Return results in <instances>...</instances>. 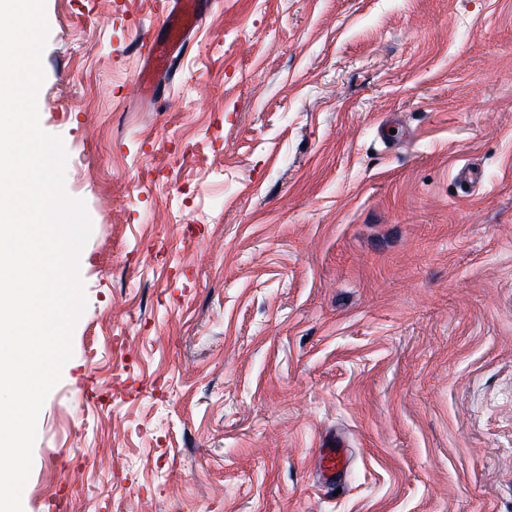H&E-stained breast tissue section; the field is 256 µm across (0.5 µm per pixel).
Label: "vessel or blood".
<instances>
[{
  "mask_svg": "<svg viewBox=\"0 0 512 512\" xmlns=\"http://www.w3.org/2000/svg\"><path fill=\"white\" fill-rule=\"evenodd\" d=\"M204 0H168L164 12L165 35L143 45V59L147 74L139 75L137 89L145 96L153 95L151 74L167 70L182 49L187 33L194 29L202 16ZM321 468L331 481L341 480L346 474L345 445L341 438L324 440L320 450Z\"/></svg>",
  "mask_w": 512,
  "mask_h": 512,
  "instance_id": "1",
  "label": "vessel or blood"
}]
</instances>
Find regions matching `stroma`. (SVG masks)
Listing matches in <instances>:
<instances>
[{
  "instance_id": "stroma-1",
  "label": "stroma",
  "mask_w": 512,
  "mask_h": 512,
  "mask_svg": "<svg viewBox=\"0 0 512 512\" xmlns=\"http://www.w3.org/2000/svg\"><path fill=\"white\" fill-rule=\"evenodd\" d=\"M163 2L47 0L92 233L23 512H512V0H209L145 101ZM345 445L341 438L332 437L321 444L320 463L324 472L333 484L340 481L346 474Z\"/></svg>"
}]
</instances>
